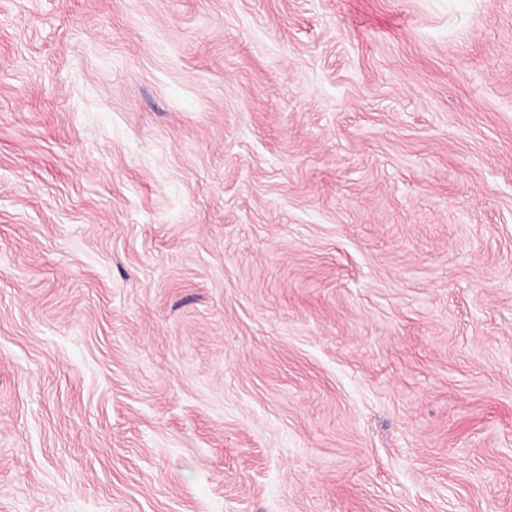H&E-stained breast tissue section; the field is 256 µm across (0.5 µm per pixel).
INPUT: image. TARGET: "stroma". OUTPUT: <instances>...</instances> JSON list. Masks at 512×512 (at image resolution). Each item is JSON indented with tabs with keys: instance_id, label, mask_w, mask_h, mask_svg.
<instances>
[{
	"instance_id": "1",
	"label": "stroma",
	"mask_w": 512,
	"mask_h": 512,
	"mask_svg": "<svg viewBox=\"0 0 512 512\" xmlns=\"http://www.w3.org/2000/svg\"><path fill=\"white\" fill-rule=\"evenodd\" d=\"M0 512H512V0H0Z\"/></svg>"
}]
</instances>
